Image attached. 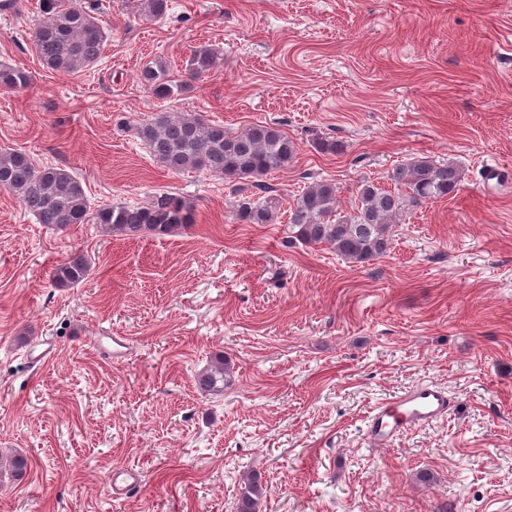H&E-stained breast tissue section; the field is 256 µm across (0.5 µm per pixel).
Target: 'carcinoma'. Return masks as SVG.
Returning <instances> with one entry per match:
<instances>
[{
    "label": "carcinoma",
    "mask_w": 512,
    "mask_h": 512,
    "mask_svg": "<svg viewBox=\"0 0 512 512\" xmlns=\"http://www.w3.org/2000/svg\"><path fill=\"white\" fill-rule=\"evenodd\" d=\"M138 15L161 19L169 0H126ZM106 32L96 9L81 0H45L42 18L31 32L34 51L44 67L73 74L94 68L101 57ZM217 52L209 46L195 50L187 61L192 79L210 74L216 67ZM29 72L0 62V85L24 88ZM140 81L155 98L167 101L185 84L171 77L161 60L147 63ZM136 137L149 149L161 167L173 172L206 171L237 184L235 220L243 224H273L281 213L276 194L259 197L249 191L259 187L267 174L290 167L298 155V144L275 123H257L230 131L198 112H156L135 124ZM393 188L364 180L356 189L349 214L336 210V183H309L286 209L290 240L306 246L329 244L343 260L354 265L369 263L388 253L393 225L403 216L429 201L448 197L459 189L457 167L427 157L398 165L387 175ZM0 189L16 196L38 223L56 230L95 221L114 233L138 236L150 233L166 236L196 223L194 206L177 195H164L146 206L113 205L91 211L81 182L59 167L38 168L23 152L0 150ZM90 264L83 255L58 263L52 281L76 285L88 275ZM230 367L219 358L197 378V386L209 394L224 392ZM264 485L258 474L246 478L236 512H260Z\"/></svg>",
    "instance_id": "cac0c4a2"
}]
</instances>
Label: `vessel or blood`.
Returning a JSON list of instances; mask_svg holds the SVG:
<instances>
[{"label":"vessel or blood","mask_w":512,"mask_h":512,"mask_svg":"<svg viewBox=\"0 0 512 512\" xmlns=\"http://www.w3.org/2000/svg\"><path fill=\"white\" fill-rule=\"evenodd\" d=\"M448 413V390L419 383L381 403L369 419L365 441L373 448L389 447L406 429L432 423Z\"/></svg>","instance_id":"1"}]
</instances>
